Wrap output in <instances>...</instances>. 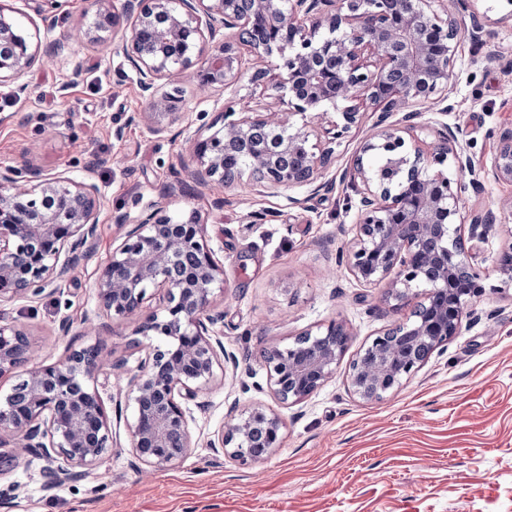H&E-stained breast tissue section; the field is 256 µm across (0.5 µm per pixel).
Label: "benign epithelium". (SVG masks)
Listing matches in <instances>:
<instances>
[{
  "mask_svg": "<svg viewBox=\"0 0 512 512\" xmlns=\"http://www.w3.org/2000/svg\"><path fill=\"white\" fill-rule=\"evenodd\" d=\"M444 0H124L132 18L123 53L136 74L149 111V131H165L175 96L164 90L178 72L195 80L197 94L209 97L243 76L238 46L250 48L256 65L249 82L288 98V108L223 114L221 126L199 128L192 138L196 183L218 191L247 179L254 190L318 183L335 148L363 124L357 101L381 107L375 132L361 143L341 174L353 195L354 235L341 251L340 264L363 285H384L393 309L422 296L405 321L378 334L350 365L349 384L364 401L396 392L425 363L409 355L413 344L432 352L458 335L468 308L496 287L472 261L471 242H483L497 225L492 210L462 214L465 194L484 181L512 183V126L491 131L497 139L490 166L475 165L470 144L442 123L438 142L424 144L418 131L421 107L450 109L448 94L463 39ZM92 23L81 37L115 22L112 0H90ZM22 11L0 2V85L17 98L28 92L26 75L36 65L54 63L68 48L41 40L40 30L23 27ZM336 119L312 128L296 117ZM266 131L272 147H256L251 136ZM21 184L14 169L0 167V303L39 299L63 281L73 264L95 251L100 190L91 181L46 178L36 170ZM125 228L97 282L100 307L114 319L135 324V334L150 336L139 373L128 382L134 415L127 425L130 450L144 472L181 460L190 448L189 423L182 402L196 399L229 360L212 312L214 288L223 283L224 265L206 242L207 225L191 211L176 218L149 203L142 215L116 217ZM468 225V234L462 226ZM193 254L196 267L182 281L174 265ZM500 283L512 285V252L498 262ZM151 288L164 291L160 312L142 316ZM350 336L341 322L304 333L286 349L262 356L269 384L285 405L321 388L335 373ZM35 356L22 329L0 315V375ZM101 351L75 350L50 366L26 372V399L0 400V447L9 440L35 448L57 481L90 475L113 447L112 427L95 388L102 374ZM280 417L256 405L226 421L210 443L215 452L242 464L279 447Z\"/></svg>",
  "mask_w": 512,
  "mask_h": 512,
  "instance_id": "obj_1",
  "label": "benign epithelium"
}]
</instances>
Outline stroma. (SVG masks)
<instances>
[{
    "label": "stroma",
    "mask_w": 512,
    "mask_h": 512,
    "mask_svg": "<svg viewBox=\"0 0 512 512\" xmlns=\"http://www.w3.org/2000/svg\"><path fill=\"white\" fill-rule=\"evenodd\" d=\"M86 8V0H70L40 22L42 36L69 41L70 48L53 65L31 70L27 97L0 108V165L96 183L102 210L95 253L76 262L56 291L0 309L37 347L38 364H55L90 345L105 359L124 360V375L94 382L102 398L121 401L123 412L112 419L113 449L89 477L50 490L45 460L25 448H0V512H512V286L472 305L461 333L386 400L358 398L348 382L351 363L410 313L392 310L382 287L362 285L336 266L354 234L340 175L361 132L337 147L326 172L332 186L298 191V205H289L284 192L257 195L245 182L225 192L220 208L195 187L166 197L174 178L190 177V139L198 127L228 107L276 110L283 102L245 79L202 102L191 77L180 73L171 82L176 119L152 134L132 118L147 106L123 55L127 20L101 38L71 41L92 21ZM474 8L482 37L463 38L452 107L428 119L456 127L475 162L487 165L497 147L490 129L512 124V24L502 21L497 0H475ZM492 54L497 62L483 65ZM151 201L174 213L198 210L208 226L207 243L224 263L214 305L224 314L230 361L223 376L183 404L191 432L185 457L147 477L127 434L133 417L127 382L138 372L147 339L106 315L95 285L121 241L116 216H138ZM256 211L265 213L263 223H251ZM509 251L512 213L502 215L474 253L489 284H496L495 266ZM87 316L104 323L101 334L85 333ZM65 318L72 327L64 336ZM333 321L352 331L335 374L306 399L281 404L263 352ZM257 404L282 419L280 447L248 465L214 452L210 441L219 427Z\"/></svg>",
    "instance_id": "35a3bbf8"
}]
</instances>
